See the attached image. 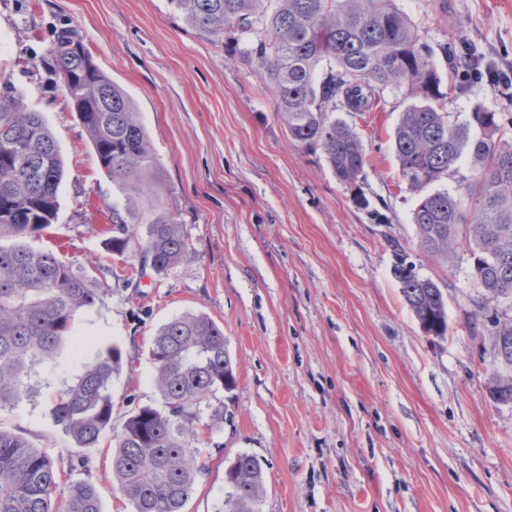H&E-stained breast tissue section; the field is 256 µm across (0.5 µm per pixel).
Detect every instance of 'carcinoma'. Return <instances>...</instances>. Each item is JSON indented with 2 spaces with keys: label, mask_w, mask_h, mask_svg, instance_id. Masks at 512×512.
<instances>
[{
  "label": "carcinoma",
  "mask_w": 512,
  "mask_h": 512,
  "mask_svg": "<svg viewBox=\"0 0 512 512\" xmlns=\"http://www.w3.org/2000/svg\"><path fill=\"white\" fill-rule=\"evenodd\" d=\"M185 23L226 38L273 95L275 112L298 144L320 146L336 178L355 185L368 157L359 134L331 118L342 108L369 112L389 89L414 98L394 128L399 177L423 191L454 171L468 154L471 175L460 192L424 195L413 212L419 247L448 254L466 242L477 289L467 327L488 311L495 316L493 351L506 370L489 375L495 401L512 399V116L476 107L459 123L440 91L432 51L396 0H171ZM50 54L101 169L124 192L125 210L112 207L108 250L123 257L141 253L156 274L187 255L182 225L160 213L140 238L127 215L150 187L156 160L150 138L125 90L94 62L72 30L55 33ZM66 161L41 112L28 108L16 90L0 96V410L26 394L22 377L36 364L50 365L61 342L76 336L79 312L94 306L108 284L94 288L87 276L51 250L20 239L38 236L53 222ZM401 294L423 331L448 333V308L440 286L410 266L395 270ZM154 383L163 407L140 406L114 434L112 475L132 512H186L204 466L199 448L232 420L218 394L232 392L235 364L224 326L202 313H186L160 326L150 342ZM123 365L112 344L83 365L77 381L54 397L56 422L78 448H93L112 429V380ZM218 401L212 405V401ZM211 409L209 421L201 407ZM92 459L71 456L58 466L23 434L0 427V512H102L95 487L71 482L65 499L54 493L64 471H91ZM265 492L264 463L238 454L224 472L219 512H258Z\"/></svg>",
  "instance_id": "cac0c4a2"
}]
</instances>
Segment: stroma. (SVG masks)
I'll return each mask as SVG.
<instances>
[{
    "label": "stroma",
    "instance_id": "stroma-1",
    "mask_svg": "<svg viewBox=\"0 0 512 512\" xmlns=\"http://www.w3.org/2000/svg\"><path fill=\"white\" fill-rule=\"evenodd\" d=\"M433 51L448 110L512 113V85L474 80L459 91L442 51L474 49L512 70V0H397ZM82 37L94 61L134 101L153 144L148 194L129 221L176 217L188 245L180 265L112 282L76 320L88 346L74 362L35 366L30 391L0 412L53 458L75 452L54 420L53 394L97 351L118 344L112 428L136 407L161 406L150 340L165 322L205 313L224 326L237 364L233 419L201 447L205 470L187 512H216L224 468L248 452L264 462L259 512H512V405L485 382L497 369L494 328L479 318L465 245L420 249L412 213L420 195L398 173L390 135L409 105L386 92L369 112L337 110L355 127L368 165L340 183L319 148L289 139L253 65L223 40L188 27L170 0H0V87L42 112L68 163L60 208L33 248L51 250L90 282L108 278L106 240L125 195L99 167L49 46L57 30ZM413 267L448 303V336H427L394 275ZM102 512H131L112 483V437L89 449Z\"/></svg>",
    "mask_w": 512,
    "mask_h": 512
}]
</instances>
